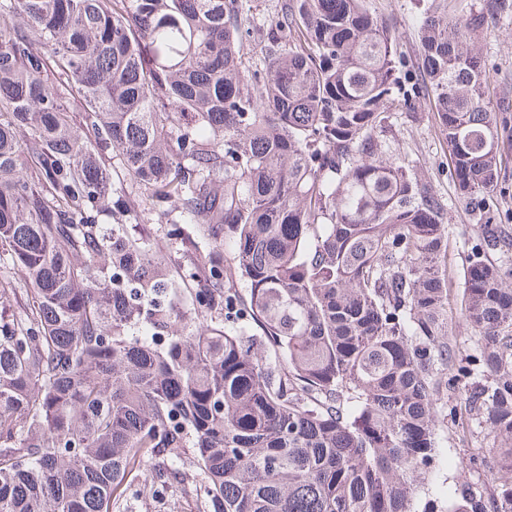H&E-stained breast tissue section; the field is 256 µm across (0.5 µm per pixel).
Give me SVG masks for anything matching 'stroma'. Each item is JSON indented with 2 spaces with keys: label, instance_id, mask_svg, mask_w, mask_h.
Listing matches in <instances>:
<instances>
[{
  "label": "stroma",
  "instance_id": "1",
  "mask_svg": "<svg viewBox=\"0 0 512 512\" xmlns=\"http://www.w3.org/2000/svg\"><path fill=\"white\" fill-rule=\"evenodd\" d=\"M430 3L431 0H367L399 50L414 62L419 59L417 20ZM479 50L486 63L493 101L512 103V11L487 19ZM387 112V126L379 133V140L399 161L415 169L446 205L449 339L459 355L477 354L482 340L459 323L456 302L471 246L486 222V212L499 213L502 224L512 228V157L507 160L504 178L483 194L481 203L465 202L450 177L448 148L432 108L423 101L411 106L396 103ZM437 440L436 468L425 485L418 488L414 512H450L460 478H467L473 490L487 493L500 476L481 418L457 396L448 399L447 416ZM168 466L163 458L137 466L116 496L112 512H202L205 478L192 463H181L177 474L166 484L151 485L152 470Z\"/></svg>",
  "mask_w": 512,
  "mask_h": 512
}]
</instances>
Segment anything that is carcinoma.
<instances>
[{
  "label": "carcinoma",
  "instance_id": "1",
  "mask_svg": "<svg viewBox=\"0 0 512 512\" xmlns=\"http://www.w3.org/2000/svg\"><path fill=\"white\" fill-rule=\"evenodd\" d=\"M249 2L0 0V512H112L134 466L186 453L203 512H412L450 388L511 474L453 512H512L509 243L473 247L459 359L445 205L377 139L422 98L460 196L497 185L512 115L476 37L512 4L425 13L419 80L366 0H280L258 29Z\"/></svg>",
  "mask_w": 512,
  "mask_h": 512
}]
</instances>
